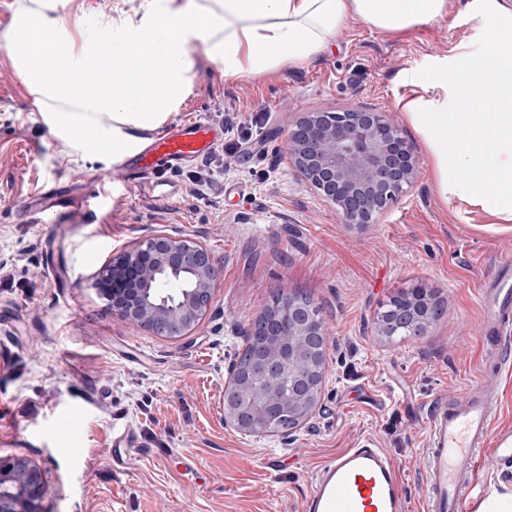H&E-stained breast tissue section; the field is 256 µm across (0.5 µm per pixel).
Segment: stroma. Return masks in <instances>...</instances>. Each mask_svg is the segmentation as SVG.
Instances as JSON below:
<instances>
[{"label": "stroma", "instance_id": "stroma-1", "mask_svg": "<svg viewBox=\"0 0 512 512\" xmlns=\"http://www.w3.org/2000/svg\"><path fill=\"white\" fill-rule=\"evenodd\" d=\"M21 4L91 36L115 0H9L0 12V459L43 467L42 512H305L321 468L369 440L399 464L409 512H423L428 407L474 380L485 353L478 286L512 256V224L466 221L437 194L431 159L399 106L432 60L473 37L458 0L400 36L349 22L302 69L228 80L198 56L193 92L171 122L266 113L267 156L251 174L225 168L202 197L177 176L175 201L139 194L118 178L120 161L85 163L49 131L8 56ZM358 106L399 124L421 170L380 223L364 227L341 223L284 148L292 118ZM110 173L112 200L94 223H18L42 189L85 193ZM98 231L108 248L93 259ZM155 234L200 242L217 267L205 317L178 338L121 321L93 286L112 257ZM417 285L440 300V318L401 340L377 332V313ZM282 291L306 292L321 308L319 403L288 433L244 434L224 422L225 379ZM123 432L136 447L121 467L112 437Z\"/></svg>", "mask_w": 512, "mask_h": 512}]
</instances>
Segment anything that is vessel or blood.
<instances>
[{
    "label": "vessel or blood",
    "instance_id": "obj_1",
    "mask_svg": "<svg viewBox=\"0 0 512 512\" xmlns=\"http://www.w3.org/2000/svg\"><path fill=\"white\" fill-rule=\"evenodd\" d=\"M224 132L202 118H187L138 150L122 171L140 193L177 197V184L163 179L168 170L182 168L208 154ZM49 206L24 207V223L40 224L53 215L61 224H88L91 209L70 195L48 196ZM499 277L481 283L480 332L487 342L478 379L460 395L436 398L427 412L424 456L425 512H472L469 486L484 458L498 467L512 466V428L496 427V401L487 387L512 370V289L502 275L512 272L503 260ZM307 512H407V496L400 472L383 448L366 442L336 455L317 476L306 502Z\"/></svg>",
    "mask_w": 512,
    "mask_h": 512
}]
</instances>
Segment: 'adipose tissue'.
Masks as SVG:
<instances>
[{
  "label": "adipose tissue",
  "instance_id": "1",
  "mask_svg": "<svg viewBox=\"0 0 512 512\" xmlns=\"http://www.w3.org/2000/svg\"><path fill=\"white\" fill-rule=\"evenodd\" d=\"M447 13L448 0H144L133 13L115 5L78 41L66 19L19 12L8 51L51 131L107 164L178 111L194 87L196 52L242 79L305 67L352 20L401 35ZM460 13L479 43L431 62L405 115L433 160L438 194L483 223L512 224V0H464ZM150 35L157 46L144 63L133 51Z\"/></svg>",
  "mask_w": 512,
  "mask_h": 512
}]
</instances>
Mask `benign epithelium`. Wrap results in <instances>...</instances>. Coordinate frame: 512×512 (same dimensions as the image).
Masks as SVG:
<instances>
[{
	"label": "benign epithelium",
	"instance_id": "benign-epithelium-1",
	"mask_svg": "<svg viewBox=\"0 0 512 512\" xmlns=\"http://www.w3.org/2000/svg\"><path fill=\"white\" fill-rule=\"evenodd\" d=\"M288 158L305 182L336 208L342 223L374 224L420 176L412 146L384 112L360 107L344 111L307 112L288 126ZM216 268L210 252L189 239L155 235L112 258L97 281L124 322L157 336H183L208 310ZM430 291L409 289L410 314L386 322L391 326L427 323ZM252 334L266 337L256 372L276 381L288 370L289 359L307 355L308 344L326 338L325 327L307 307L282 293L276 312L261 314ZM249 379L224 386V423L246 433L269 430L280 419L277 397L253 413L242 409L241 390ZM317 377L306 374L300 395L288 412L305 422L317 403L312 390ZM44 470L25 458L0 459V512H42Z\"/></svg>",
	"mask_w": 512,
	"mask_h": 512
}]
</instances>
